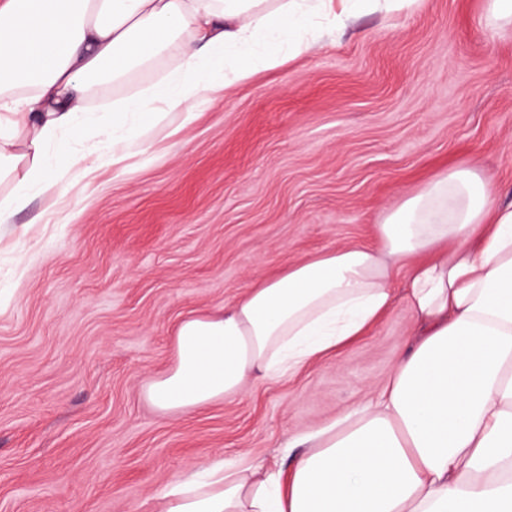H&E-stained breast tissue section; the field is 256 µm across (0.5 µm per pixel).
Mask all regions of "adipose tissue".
<instances>
[{
  "label": "adipose tissue",
  "instance_id": "adipose-tissue-1",
  "mask_svg": "<svg viewBox=\"0 0 512 512\" xmlns=\"http://www.w3.org/2000/svg\"><path fill=\"white\" fill-rule=\"evenodd\" d=\"M415 0H0V223L100 158L122 166L138 137L190 122L196 102L306 49L334 26ZM174 69L111 111L103 86ZM98 129L87 148L65 138ZM377 243L290 265L216 313L184 318L172 367L150 380L158 411H200L257 376L336 350L392 307L405 276L413 340L369 403L293 436L287 473L250 458L177 480L158 512H512V204L453 168L386 210Z\"/></svg>",
  "mask_w": 512,
  "mask_h": 512
}]
</instances>
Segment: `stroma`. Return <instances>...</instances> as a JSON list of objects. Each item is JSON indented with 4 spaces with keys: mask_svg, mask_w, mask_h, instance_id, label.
<instances>
[{
    "mask_svg": "<svg viewBox=\"0 0 512 512\" xmlns=\"http://www.w3.org/2000/svg\"><path fill=\"white\" fill-rule=\"evenodd\" d=\"M485 5L363 13L0 224V512H152L201 464L290 467L289 438L365 403L410 342L401 278L365 336L294 375L174 416L144 385L182 318L374 245L436 172L477 169L512 201V28Z\"/></svg>",
    "mask_w": 512,
    "mask_h": 512,
    "instance_id": "stroma-1",
    "label": "stroma"
}]
</instances>
